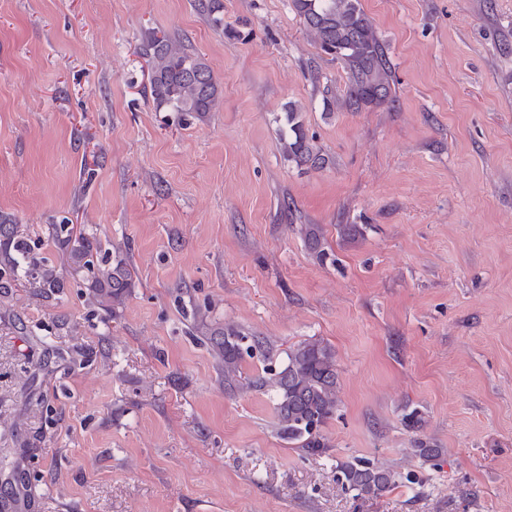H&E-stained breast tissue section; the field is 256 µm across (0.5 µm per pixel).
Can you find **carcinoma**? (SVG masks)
<instances>
[{
	"label": "carcinoma",
	"mask_w": 512,
	"mask_h": 512,
	"mask_svg": "<svg viewBox=\"0 0 512 512\" xmlns=\"http://www.w3.org/2000/svg\"><path fill=\"white\" fill-rule=\"evenodd\" d=\"M201 12L217 27L224 26L222 0H197ZM292 7L320 50L339 61L347 83L342 105L359 112L371 106L394 102V76L385 46L360 0H292ZM141 51L150 65L149 91L160 108L185 116L216 110L219 105L217 80L208 63L181 41L149 30L142 34ZM289 131L281 136L287 159L298 165L321 168L328 158L307 137L297 121L298 109L288 106ZM75 251L84 265H93L100 251L97 241L86 236L77 240ZM33 285L43 290L61 287L56 268L47 260L31 257ZM95 278L112 288V298L120 300L132 287L133 267L123 260L97 268ZM222 361L224 390L230 393L268 390L274 393L278 433L307 455H317L329 447L325 427L336 416L340 402V378L332 348L321 340L310 339L288 349L281 366L273 364L271 343L249 336L234 324L209 338ZM263 361L262 373L243 375L245 358ZM336 478L360 495L380 496L392 490L403 476L370 461L354 458L336 465Z\"/></svg>",
	"instance_id": "1"
}]
</instances>
